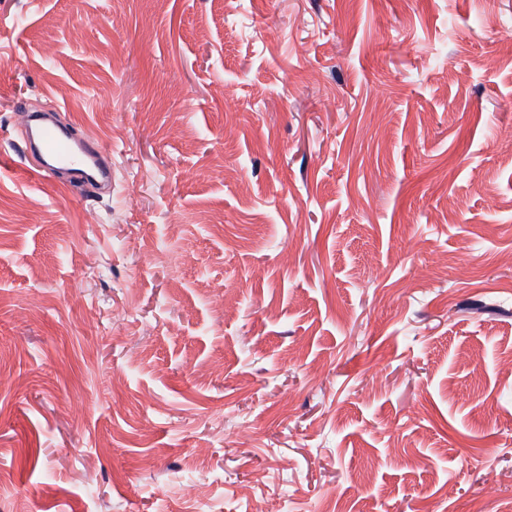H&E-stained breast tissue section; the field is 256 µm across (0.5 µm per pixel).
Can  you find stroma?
<instances>
[{
  "label": "stroma",
  "mask_w": 512,
  "mask_h": 512,
  "mask_svg": "<svg viewBox=\"0 0 512 512\" xmlns=\"http://www.w3.org/2000/svg\"><path fill=\"white\" fill-rule=\"evenodd\" d=\"M0 156V512H512V0H0ZM28 153L38 154L42 162L39 175H52L60 166L69 169L72 179L88 183L86 192L92 191V184L86 171L94 168L100 185L112 183V152L81 141L74 128L65 129L45 124L38 129L36 141L24 140Z\"/></svg>",
  "instance_id": "obj_1"
}]
</instances>
